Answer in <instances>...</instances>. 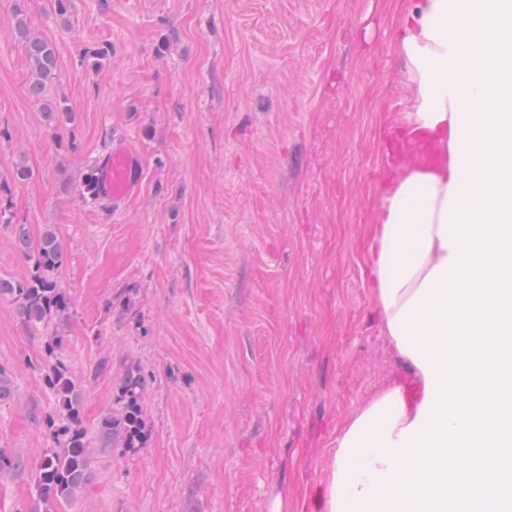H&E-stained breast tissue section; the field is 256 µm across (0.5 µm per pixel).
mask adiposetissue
I'll list each match as a JSON object with an SVG mask.
<instances>
[{
  "mask_svg": "<svg viewBox=\"0 0 512 512\" xmlns=\"http://www.w3.org/2000/svg\"><path fill=\"white\" fill-rule=\"evenodd\" d=\"M410 89L380 128L429 167L378 187L368 234L391 385L336 436L325 512H512V0H396ZM391 151L393 154L401 155L407 159L417 157L423 163L432 162L433 159L432 150L423 137L415 138L412 141L394 142L391 145Z\"/></svg>",
  "mask_w": 512,
  "mask_h": 512,
  "instance_id": "ef3b65f1",
  "label": "adipose tissue"
}]
</instances>
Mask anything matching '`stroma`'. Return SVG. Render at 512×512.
Instances as JSON below:
<instances>
[{"instance_id":"obj_1","label":"stroma","mask_w":512,"mask_h":512,"mask_svg":"<svg viewBox=\"0 0 512 512\" xmlns=\"http://www.w3.org/2000/svg\"><path fill=\"white\" fill-rule=\"evenodd\" d=\"M0 0V277L28 275L17 225H56L73 301L55 349L83 383L89 476L69 512H324L336 435L377 392L412 376L379 329L363 237L384 161L379 113L406 96L390 17L370 0H27L61 69L45 96L73 124L51 126L29 93ZM107 47L101 68L82 54ZM144 161L123 208L85 203L87 161L113 138ZM46 339L0 301V512H38L35 471L56 441ZM108 371L91 372L99 361ZM146 375L144 445H102L125 368Z\"/></svg>"}]
</instances>
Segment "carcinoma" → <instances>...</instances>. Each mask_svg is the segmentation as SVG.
Listing matches in <instances>:
<instances>
[{
    "label": "carcinoma",
    "mask_w": 512,
    "mask_h": 512,
    "mask_svg": "<svg viewBox=\"0 0 512 512\" xmlns=\"http://www.w3.org/2000/svg\"><path fill=\"white\" fill-rule=\"evenodd\" d=\"M16 39L28 60L32 73L29 91L32 97L42 99L47 82L61 68L54 45L32 32L27 21L24 0H15ZM44 121L52 126L68 125L74 113L62 101L43 103ZM97 161L87 164L81 182L75 191L88 203L108 204L95 190ZM33 177L32 169L24 160L14 163L10 179L26 183ZM18 243L31 264L28 276L21 279L0 277V300H9L21 323L31 333L48 335L55 319L69 316L72 300L58 287L55 275L67 260L56 226L46 224L32 236L24 225H19ZM44 381L56 396L58 425L55 429L57 447L48 451L35 475L34 490L43 506L42 512H63L62 505L70 502L85 480L89 466L90 440L81 416V394L78 382L67 367L50 360L43 369ZM145 376L133 366L126 370L114 395L112 412L98 424V434L124 448H137L142 440V395Z\"/></svg>",
    "instance_id": "carcinoma-1"
}]
</instances>
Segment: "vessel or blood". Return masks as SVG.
<instances>
[{
	"mask_svg": "<svg viewBox=\"0 0 512 512\" xmlns=\"http://www.w3.org/2000/svg\"><path fill=\"white\" fill-rule=\"evenodd\" d=\"M391 151L407 159L417 158L424 163L433 159L430 147L421 137L406 142H395L391 146ZM143 172L141 156L126 140H114L111 150L98 166V181L102 195L111 200L113 207L123 206L139 192Z\"/></svg>",
	"mask_w": 512,
	"mask_h": 512,
	"instance_id": "1",
	"label": "vessel or blood"
}]
</instances>
